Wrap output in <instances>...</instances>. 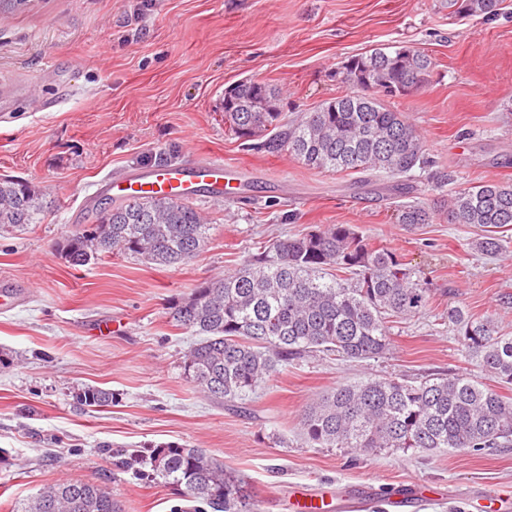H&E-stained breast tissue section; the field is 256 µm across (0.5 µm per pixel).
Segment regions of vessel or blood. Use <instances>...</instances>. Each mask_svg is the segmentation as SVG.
Here are the masks:
<instances>
[{
  "mask_svg": "<svg viewBox=\"0 0 512 512\" xmlns=\"http://www.w3.org/2000/svg\"><path fill=\"white\" fill-rule=\"evenodd\" d=\"M240 187V177L223 161L211 160L189 166H157L120 178H106L102 190L119 201L150 197L190 199L204 194L214 200L232 196Z\"/></svg>",
  "mask_w": 512,
  "mask_h": 512,
  "instance_id": "1",
  "label": "vessel or blood"
}]
</instances>
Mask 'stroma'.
Here are the masks:
<instances>
[{
	"label": "stroma",
	"mask_w": 512,
	"mask_h": 512,
	"mask_svg": "<svg viewBox=\"0 0 512 512\" xmlns=\"http://www.w3.org/2000/svg\"><path fill=\"white\" fill-rule=\"evenodd\" d=\"M405 45L432 60L425 84L388 98L427 146L410 200L429 223L400 224L384 174L355 183L288 152L242 146L224 126V92L243 80L276 87L291 119L347 91L350 57ZM0 84L14 110L0 121V176L40 188L43 223L0 238V512L45 485L104 486L123 512H172V490L124 469L107 449L202 448L256 492L259 512H292L311 492L340 512H512V447L478 452L351 455L313 448L302 417L318 396L366 377L416 381L477 373L442 314L459 306L512 333V229L506 252L472 243L481 228L452 224L454 192L512 179V6L492 19L449 15L443 0H30L0 19ZM221 159L242 173L236 196L194 204L213 223L190 262L143 264L116 253L83 267L58 251L107 204L105 175ZM447 174L435 187L432 173ZM94 195L92 209L82 202ZM325 224L354 226L395 252L431 289L427 310L389 324L382 357L320 354L278 370L245 400L217 404L184 375L196 341L169 306L198 283L235 270L261 247ZM88 387L104 407L80 405Z\"/></svg>",
	"instance_id": "stroma-1"
}]
</instances>
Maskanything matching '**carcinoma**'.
<instances>
[{"label":"carcinoma","instance_id":"carcinoma-1","mask_svg":"<svg viewBox=\"0 0 512 512\" xmlns=\"http://www.w3.org/2000/svg\"><path fill=\"white\" fill-rule=\"evenodd\" d=\"M502 0H448L453 14L494 16ZM430 58L408 46L378 48L353 56L342 72L361 89L340 95L291 122L275 111L278 91L242 81L224 107V125L269 154L288 150L316 170L385 173L408 178L428 164L425 142L406 117L381 96L402 94L411 75L426 76ZM50 209L42 191L0 178V237L40 224ZM451 224L487 228L512 226V183L485 182L455 193L447 204ZM402 224H427L430 213L415 203L400 205ZM211 224L189 201L148 199L121 202L97 222L67 236L58 250L69 265L84 266L114 252L147 264L182 265L208 240ZM484 255L503 252V239L489 234L475 243ZM431 290L385 247L372 245L349 224H327L276 240L236 272L195 285L171 307L176 326L199 337L183 363L187 379L216 401L244 400L281 367L311 354L349 360L375 359L390 345L393 317L415 316L430 303ZM466 356L481 375L512 384V336L491 317L460 306L445 315ZM467 372L437 374L419 381L367 377L341 383L305 413L302 430L316 448L347 453L409 449L481 451L512 446V399ZM80 404L101 407L112 394L88 387ZM122 466L149 468L145 475L184 490L192 512H257L242 479L201 448H153L149 456L118 449ZM121 512L101 485L61 480L28 498L19 512Z\"/></svg>","mask_w":512,"mask_h":512}]
</instances>
